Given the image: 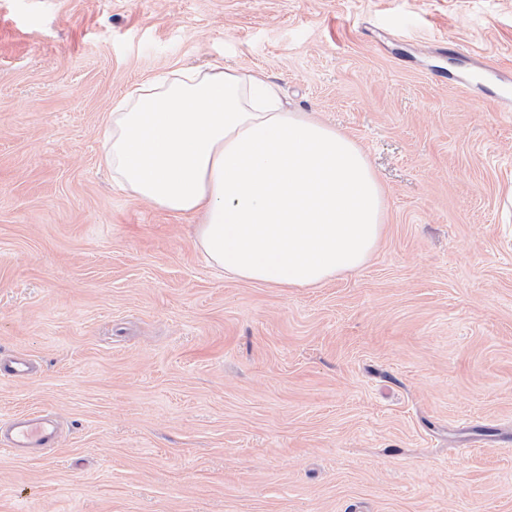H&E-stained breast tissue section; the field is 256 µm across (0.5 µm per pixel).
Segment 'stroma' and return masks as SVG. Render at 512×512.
Listing matches in <instances>:
<instances>
[{"instance_id": "35a3bbf8", "label": "stroma", "mask_w": 512, "mask_h": 512, "mask_svg": "<svg viewBox=\"0 0 512 512\" xmlns=\"http://www.w3.org/2000/svg\"><path fill=\"white\" fill-rule=\"evenodd\" d=\"M264 71L352 137L382 237L319 288L224 275L113 186V100ZM512 0H0V512H512ZM6 440L10 451L18 455L28 449L53 448L56 432L48 423L47 415L31 414L11 423Z\"/></svg>"}]
</instances>
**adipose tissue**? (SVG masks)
Returning a JSON list of instances; mask_svg holds the SVG:
<instances>
[{"label":"adipose tissue","instance_id":"ef3b65f1","mask_svg":"<svg viewBox=\"0 0 512 512\" xmlns=\"http://www.w3.org/2000/svg\"><path fill=\"white\" fill-rule=\"evenodd\" d=\"M101 163L132 197L197 216L196 245L226 276L317 288L361 268L384 192L349 136L284 102L260 71L177 67L116 98Z\"/></svg>","mask_w":512,"mask_h":512}]
</instances>
